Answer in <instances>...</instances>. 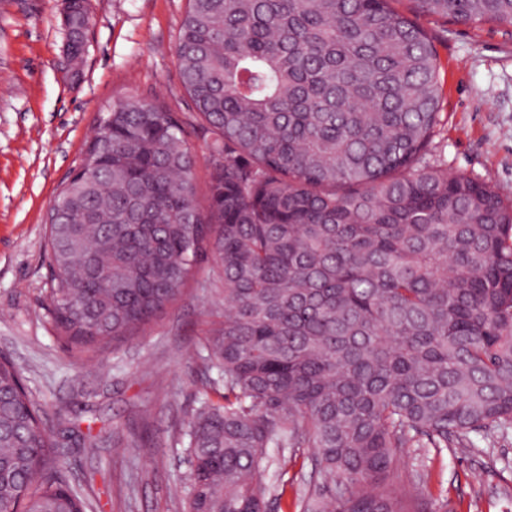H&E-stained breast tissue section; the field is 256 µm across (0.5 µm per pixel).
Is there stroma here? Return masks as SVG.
<instances>
[{
    "label": "stroma",
    "instance_id": "obj_1",
    "mask_svg": "<svg viewBox=\"0 0 512 512\" xmlns=\"http://www.w3.org/2000/svg\"><path fill=\"white\" fill-rule=\"evenodd\" d=\"M62 0H0V355L18 368L46 427L61 443L66 477L94 512H182L189 457L181 424L219 376L206 338L224 321L217 261L206 256L189 289L138 335L71 354L48 316L46 217L97 130V118L133 97L178 118L194 155L196 198L209 199L211 136L179 74L186 0H90L83 60L65 55ZM444 79L434 155L449 172L487 178L512 197V31L440 17ZM89 433L92 448L71 442ZM129 444L116 452L113 437ZM270 479L286 472L269 512H295L308 480L300 459L273 451ZM436 512H512V433L438 453L408 449Z\"/></svg>",
    "mask_w": 512,
    "mask_h": 512
}]
</instances>
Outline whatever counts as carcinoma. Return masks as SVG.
Segmentation results:
<instances>
[{"label": "carcinoma", "instance_id": "obj_1", "mask_svg": "<svg viewBox=\"0 0 512 512\" xmlns=\"http://www.w3.org/2000/svg\"><path fill=\"white\" fill-rule=\"evenodd\" d=\"M182 84L207 123L210 204L160 105L103 114L48 216L67 347L133 336L206 249L224 282L222 370L185 423V512H266L268 449H314L297 512H429L409 448L512 429V200L434 158L443 85L416 21L512 27V0H188ZM78 47L88 0H72ZM0 357V512H92Z\"/></svg>", "mask_w": 512, "mask_h": 512}]
</instances>
